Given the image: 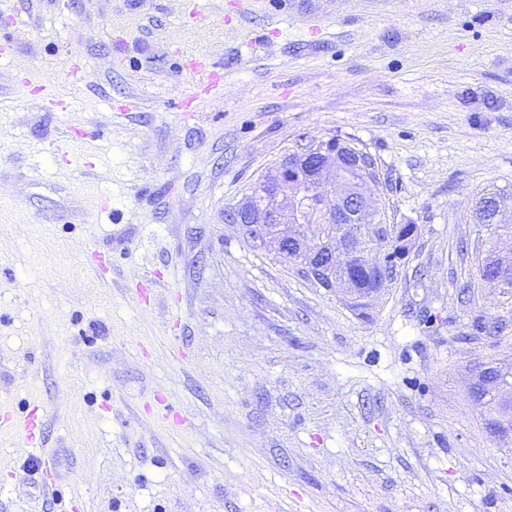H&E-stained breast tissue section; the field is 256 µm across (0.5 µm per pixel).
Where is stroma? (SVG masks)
Returning a JSON list of instances; mask_svg holds the SVG:
<instances>
[{
  "label": "stroma",
  "instance_id": "35a3bbf8",
  "mask_svg": "<svg viewBox=\"0 0 512 512\" xmlns=\"http://www.w3.org/2000/svg\"><path fill=\"white\" fill-rule=\"evenodd\" d=\"M332 137L420 228L362 312L226 218ZM490 189L512 194V0H0V420L43 414L36 447L0 428V512H512L469 396L477 361L512 365V288L474 278L512 251L472 222ZM187 61V70L191 74L196 89L211 93L224 84V67L212 63L209 56L179 48Z\"/></svg>",
  "mask_w": 512,
  "mask_h": 512
}]
</instances>
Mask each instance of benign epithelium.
<instances>
[{"label": "benign epithelium", "mask_w": 512, "mask_h": 512, "mask_svg": "<svg viewBox=\"0 0 512 512\" xmlns=\"http://www.w3.org/2000/svg\"><path fill=\"white\" fill-rule=\"evenodd\" d=\"M314 153L305 148L284 159L234 210L235 223L255 242L277 256L293 254L315 285L337 291L351 302L374 300L387 283L389 263L381 243L391 225L375 203L376 184L364 172L360 155L332 146ZM370 271L374 288L361 296L354 272ZM471 397L512 399V366L475 365ZM490 434L512 453V411L491 417Z\"/></svg>", "instance_id": "7a95c632"}]
</instances>
